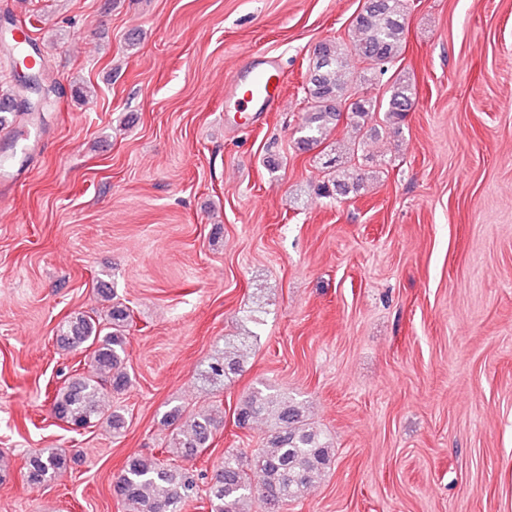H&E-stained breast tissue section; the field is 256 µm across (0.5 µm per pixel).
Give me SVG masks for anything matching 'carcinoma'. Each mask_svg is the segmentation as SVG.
<instances>
[{
	"label": "carcinoma",
	"instance_id": "carcinoma-1",
	"mask_svg": "<svg viewBox=\"0 0 512 512\" xmlns=\"http://www.w3.org/2000/svg\"><path fill=\"white\" fill-rule=\"evenodd\" d=\"M406 28L404 0H365L355 19L358 37L349 45L335 40L319 44L309 65L304 87L307 110L301 147L314 149L324 143L330 130L344 121L358 139L348 148L359 151L365 141V126L378 108L377 100L365 88L397 59L403 48ZM355 56L364 67L348 69V56ZM415 87L409 82L393 84L386 102V124L399 125L409 111ZM327 180L317 186L324 198L346 197L357 193L363 177L347 168L340 156L324 155ZM98 294L110 302L103 316L78 314L60 330L58 341L65 349L85 354L87 370L64 382L51 398V416L74 428L85 429L99 423L112 428L117 436L125 427L120 411L104 413L103 400L112 391L130 383L126 372V344L131 314L122 302L113 299L112 288L99 282ZM253 335L224 338V347L215 351L199 371L203 387L214 388L243 371ZM267 423L268 431L259 448L245 454L234 448L211 474L208 488L210 512H248L246 505L258 500L264 512H282L300 501L320 483L331 468L335 448L331 439L315 427L304 410L286 392L265 394L256 390L234 412V424L241 429L257 420ZM173 426L169 447L153 456H131L113 479V488L125 512H183L196 499L193 471L177 464L190 461L206 448L223 419L210 410L199 411L181 421L180 410L165 417ZM66 466V459L53 448H34L25 457L24 477L32 488L54 482Z\"/></svg>",
	"mask_w": 512,
	"mask_h": 512
}]
</instances>
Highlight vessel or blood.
Returning <instances> with one entry per match:
<instances>
[{
	"label": "vessel or blood",
	"mask_w": 512,
	"mask_h": 512,
	"mask_svg": "<svg viewBox=\"0 0 512 512\" xmlns=\"http://www.w3.org/2000/svg\"><path fill=\"white\" fill-rule=\"evenodd\" d=\"M14 43L17 56L29 66H36L41 51L32 40L27 26L16 29ZM282 99L278 67L269 60H257L252 54L248 55L224 86L225 109L229 112H263L280 104Z\"/></svg>",
	"instance_id": "obj_1"
}]
</instances>
